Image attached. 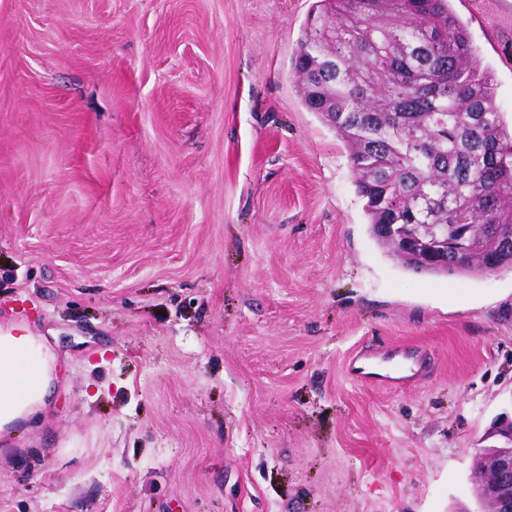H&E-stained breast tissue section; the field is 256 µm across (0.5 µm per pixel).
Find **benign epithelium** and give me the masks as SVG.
Segmentation results:
<instances>
[{
  "label": "benign epithelium",
  "mask_w": 512,
  "mask_h": 512,
  "mask_svg": "<svg viewBox=\"0 0 512 512\" xmlns=\"http://www.w3.org/2000/svg\"><path fill=\"white\" fill-rule=\"evenodd\" d=\"M412 225L387 224L386 233L409 246L416 258L438 261L448 253V239L412 241ZM492 444L484 447L474 468L473 492L480 512H512V416L497 420L487 432Z\"/></svg>",
  "instance_id": "7a95c632"
}]
</instances>
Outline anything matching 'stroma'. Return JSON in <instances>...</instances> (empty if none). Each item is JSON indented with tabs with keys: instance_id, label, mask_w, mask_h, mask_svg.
<instances>
[{
	"instance_id": "35a3bbf8",
	"label": "stroma",
	"mask_w": 512,
	"mask_h": 512,
	"mask_svg": "<svg viewBox=\"0 0 512 512\" xmlns=\"http://www.w3.org/2000/svg\"><path fill=\"white\" fill-rule=\"evenodd\" d=\"M317 0H0V325L59 359L0 512H453L512 270H406L292 56ZM512 124V0H450ZM425 349L423 380L353 378Z\"/></svg>"
}]
</instances>
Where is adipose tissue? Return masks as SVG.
I'll return each instance as SVG.
<instances>
[{
	"instance_id": "obj_1",
	"label": "adipose tissue",
	"mask_w": 512,
	"mask_h": 512,
	"mask_svg": "<svg viewBox=\"0 0 512 512\" xmlns=\"http://www.w3.org/2000/svg\"><path fill=\"white\" fill-rule=\"evenodd\" d=\"M56 364L51 347L28 327H0V436L49 405Z\"/></svg>"
}]
</instances>
